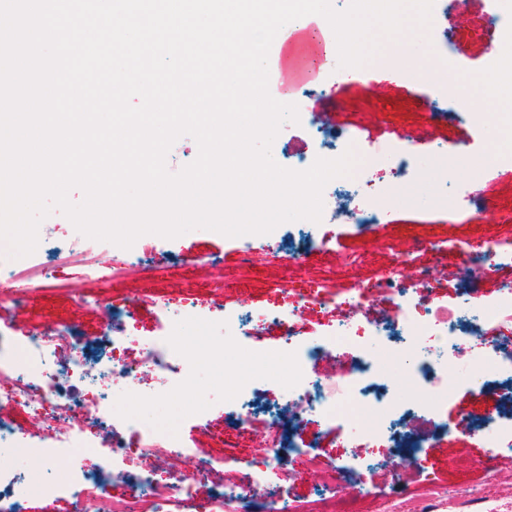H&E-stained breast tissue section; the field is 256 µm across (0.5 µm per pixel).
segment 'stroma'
Returning a JSON list of instances; mask_svg holds the SVG:
<instances>
[{
  "label": "stroma",
  "instance_id": "stroma-1",
  "mask_svg": "<svg viewBox=\"0 0 512 512\" xmlns=\"http://www.w3.org/2000/svg\"><path fill=\"white\" fill-rule=\"evenodd\" d=\"M484 0H472L468 12L453 22H441L432 30H407L399 38L383 41L380 52L359 68V81L337 84L338 54L330 45L328 22L308 18L300 34L308 50L305 64L312 69L309 78L288 88L291 96L304 95L310 110L334 113V127L346 131L362 126L363 139L378 143L395 141L405 131H425L431 142L460 147L486 155L512 153V99L498 94L486 74L493 62L494 48L484 28ZM452 34L462 55L471 66L470 81L460 90L468 102L492 105L493 112L480 126L457 118L434 120L431 109L443 101L448 84V46L445 34ZM386 77L381 96H372L367 79L375 74ZM307 122L285 123L276 137L271 153L279 165H287L289 152L317 158L319 146L307 134ZM415 173L409 181L410 196L390 199L382 224L371 232L354 225L328 226L331 241L327 251L308 260H273L268 263L243 264L239 238L218 232L195 229L174 239L146 234L137 246L156 247L162 267L153 277L105 282L99 274L84 270L65 260L57 275L69 283V290L50 288L37 262L20 270L23 280L37 285L34 297L23 306L0 303V334L17 339L35 328L68 325L76 344L98 347L103 333L99 304L128 306L134 319V335H154L158 306L163 299H177L190 294L199 304L222 300L227 308L239 304L261 308L281 302L283 297H298L317 287L326 296L354 287L359 282L378 281L394 264L403 245L414 236L442 238L448 241L467 239L480 243L499 241L512 251V167H500L498 179L483 180L480 199L469 210H456L441 197L439 181L451 179L453 171L447 159L428 150L415 157ZM493 205L497 218L484 215L486 205ZM222 279L227 289L210 288L213 279ZM504 389L503 382L493 381L481 392L457 386L454 397L442 416L449 429L433 433L431 448L421 463L401 469L372 465L365 474L368 497L360 500L357 512H414L418 503L437 487L455 489L452 500L441 501L437 512H486L489 501L503 497L496 477L512 472V454H492L487 444L457 429L460 410L471 411L473 418L484 416V404H495ZM234 392L227 390L223 374L210 365H198L191 382L179 394L146 397L139 407L148 418L174 425L198 457L218 462L224 469L225 482H233L244 472L253 456L259 455L268 422L254 417L246 432L228 440H218L224 429V406L232 402ZM210 404L209 426H197L184 412L190 402ZM363 419H337L326 423L308 417L298 434V442L315 447L327 458H347L352 451L346 446L348 435L361 430ZM319 491L316 480L302 471L292 478H280L259 496L276 495L292 512H307L310 501Z\"/></svg>",
  "mask_w": 512,
  "mask_h": 512
}]
</instances>
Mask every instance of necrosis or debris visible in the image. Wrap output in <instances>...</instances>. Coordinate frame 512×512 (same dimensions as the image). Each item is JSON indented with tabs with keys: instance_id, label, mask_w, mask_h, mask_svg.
<instances>
[{
	"instance_id": "necrosis-or-debris-1",
	"label": "necrosis or debris",
	"mask_w": 512,
	"mask_h": 512,
	"mask_svg": "<svg viewBox=\"0 0 512 512\" xmlns=\"http://www.w3.org/2000/svg\"><path fill=\"white\" fill-rule=\"evenodd\" d=\"M308 127L311 139L320 145L321 157H338L353 145L359 150V163L352 175L334 178L325 186L321 221L303 224L304 246L279 239L260 243L248 239L241 247L244 262L253 261L261 251L275 260H303L325 251L329 239L321 228L326 224L352 223L364 231L372 229L380 223L383 205L393 189L411 176L417 146L408 135H401L406 148L400 151L389 144L363 142L354 131L326 129L314 117L309 118ZM435 151L450 157L458 172L442 185L441 192L462 210L474 200L488 170L512 167V154L480 163L463 150L452 154L439 145ZM422 252L429 254V262H419ZM451 252L462 256L464 266H476L488 274L496 273L504 262L512 263V254H505L494 240L450 244L415 239L402 253L410 275L393 268L377 285L361 283L332 299L313 289L285 306L233 312L216 304L199 307L189 297L167 300L159 306L161 322L154 336L139 342L126 330L113 332L110 350L101 355L77 346L64 324L34 330L1 346L0 406L27 411L35 424L21 428L0 417V456L38 452L45 462L35 476L0 468V500L11 499L12 512H25L24 497L33 492L64 494L74 502L75 512H169L170 505L179 500L193 504L196 512H271L268 500L254 497L252 491L266 485L270 474L288 458L300 461L321 486L312 512H351V503L365 489L368 462L390 459L403 448L418 460L427 455V426L452 398L448 368L466 361L467 382L478 390L493 375L512 381L511 279H501L492 298L460 290L452 314L422 305L435 283L434 264ZM67 255L90 271L105 269L109 280L128 274L147 276L157 269L152 256L136 250L120 253L105 265L94 251L77 242L69 246ZM378 288L397 301V317L363 318ZM315 307L322 310L325 322L319 334L309 337L300 320L306 310ZM191 322L237 337L257 335L269 322L284 328L282 369L257 370L238 383L237 404L230 412L233 426L246 429L251 417L263 411L269 418L270 434L262 455L253 458L233 483L225 482L212 462L192 459L178 431L160 421H147L133 404L112 401L116 392L138 393L147 373L154 376L160 393L187 383L194 367L184 362L181 338ZM373 341L404 365L408 381L418 388L416 402L396 397L381 362L370 354L368 345ZM318 357L338 361L342 371L329 378L311 374L309 365ZM65 379L83 383L86 396L60 400L57 386ZM270 385L279 387V398L259 401L262 389ZM357 405L372 409L378 422L375 431L355 437L356 455L349 461L323 466L319 455L286 432L287 426L302 425L309 416L326 421L350 416ZM492 430L498 433L493 449L512 448V384L500 405L492 407L469 432L481 438ZM99 448L111 449L112 460L89 469L87 457ZM135 459L141 463L135 489L123 499H113L108 493L111 482L121 478L127 462Z\"/></svg>"
}]
</instances>
